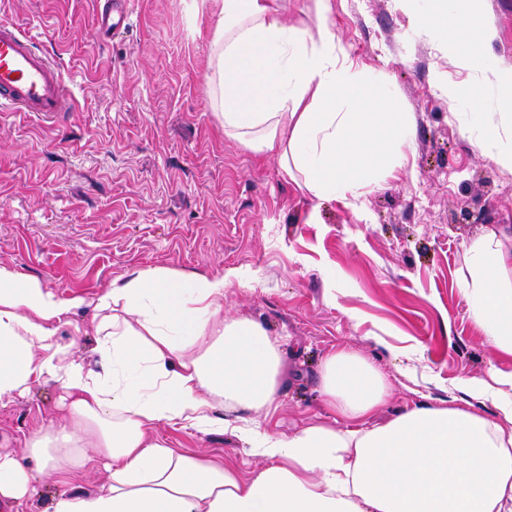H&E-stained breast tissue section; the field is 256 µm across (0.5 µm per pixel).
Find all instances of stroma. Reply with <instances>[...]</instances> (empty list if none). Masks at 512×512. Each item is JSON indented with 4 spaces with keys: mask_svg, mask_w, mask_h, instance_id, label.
<instances>
[{
    "mask_svg": "<svg viewBox=\"0 0 512 512\" xmlns=\"http://www.w3.org/2000/svg\"><path fill=\"white\" fill-rule=\"evenodd\" d=\"M99 2L0 0V21L38 38L74 96L54 119L0 112V264L57 297L86 298L55 333L85 369L103 366L92 299L165 267L232 272L225 314L261 323L279 344L277 408L257 419L278 435L327 421L322 362L343 347L387 381L379 423L421 398L456 396L462 379L512 372V354L484 336L462 291L468 246L512 231V169L477 146L504 90L419 25L430 0L410 11L396 0H333L339 46L415 128L406 164L374 166L354 203L312 198L275 152L225 137L208 83L218 0H135L127 32L109 43L95 38ZM479 10L493 32L490 65L512 70V0H481ZM60 395L44 377L0 405V453L33 477L14 512H49L58 494L108 480L95 467L54 483L27 450L25 438L60 417ZM156 435L245 477L261 465L229 427L162 424Z\"/></svg>",
    "mask_w": 512,
    "mask_h": 512,
    "instance_id": "stroma-1",
    "label": "stroma"
}]
</instances>
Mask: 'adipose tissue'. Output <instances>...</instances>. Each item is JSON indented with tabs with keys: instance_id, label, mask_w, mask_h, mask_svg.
Returning <instances> with one entry per match:
<instances>
[{
	"instance_id": "adipose-tissue-1",
	"label": "adipose tissue",
	"mask_w": 512,
	"mask_h": 512,
	"mask_svg": "<svg viewBox=\"0 0 512 512\" xmlns=\"http://www.w3.org/2000/svg\"><path fill=\"white\" fill-rule=\"evenodd\" d=\"M422 27L443 31L464 64L484 70L487 32L474 0H431ZM332 0H310L303 20L280 16L279 0H221L213 32L211 106L226 136L247 149L278 150L286 175L316 198L357 194L370 165L397 164L413 139L404 113L357 79L340 55ZM512 168V95L480 140ZM463 281L469 313L512 352V245L474 240ZM229 275L148 268L97 297L96 332L106 362L91 372L55 339L53 325L85 299H66L0 264V404L50 376L63 391L60 422L34 431L26 448L48 478L67 483L91 465L109 473L91 494L58 495L52 512H512V373L466 379L459 391L492 400L496 418L455 404L422 402L369 424L387 382L357 353L327 355L321 395L341 426L311 425L289 437L256 428L241 438L261 458L250 477L222 462L168 447L163 423L198 432L226 426L220 407L266 415L275 406L279 349L267 330L224 313ZM30 477L0 454V508L29 492Z\"/></svg>"
}]
</instances>
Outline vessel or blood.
I'll use <instances>...</instances> for the list:
<instances>
[{"instance_id":"vessel-or-blood-1","label":"vessel or blood","mask_w":512,"mask_h":512,"mask_svg":"<svg viewBox=\"0 0 512 512\" xmlns=\"http://www.w3.org/2000/svg\"><path fill=\"white\" fill-rule=\"evenodd\" d=\"M133 0H106L96 18V38H121ZM0 106L16 112H68L72 97L60 69L37 49L30 35L0 21Z\"/></svg>"}]
</instances>
